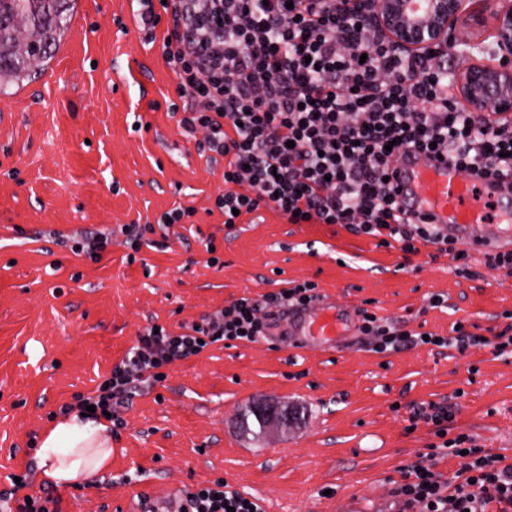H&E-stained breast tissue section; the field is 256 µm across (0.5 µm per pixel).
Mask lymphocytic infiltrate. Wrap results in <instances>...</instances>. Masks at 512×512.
<instances>
[{"instance_id": "1", "label": "lymphocytic infiltrate", "mask_w": 512, "mask_h": 512, "mask_svg": "<svg viewBox=\"0 0 512 512\" xmlns=\"http://www.w3.org/2000/svg\"><path fill=\"white\" fill-rule=\"evenodd\" d=\"M140 21L155 29L162 14L165 61L184 98L180 126L201 134L198 146L224 159V191L216 207L225 223L260 208L288 223L338 224L355 235L416 252L431 245L451 253L455 244L423 217H412L394 181L411 151L442 160L457 172L504 185L512 182V124L479 117L448 99V62L413 59L393 48L379 28L335 0H139ZM312 282L263 299L242 297L197 325L177 332L146 328L125 356L89 393L76 394L61 415L90 413L108 419L112 433L126 425L120 410L142 390L155 388L163 370L214 345L263 338L274 307L306 306L317 298ZM361 332L373 352L423 343L465 352L481 345L512 355V336L486 338L466 328L450 336H423L363 313ZM453 407L411 405L410 423L431 425L433 442L401 466L394 493L405 512H512V463L449 437ZM459 459L454 480L435 467ZM28 475L0 495V512H58L54 497L25 498ZM184 512H264L217 479L187 492Z\"/></svg>"}]
</instances>
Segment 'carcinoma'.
<instances>
[{"instance_id":"obj_1","label":"carcinoma","mask_w":512,"mask_h":512,"mask_svg":"<svg viewBox=\"0 0 512 512\" xmlns=\"http://www.w3.org/2000/svg\"><path fill=\"white\" fill-rule=\"evenodd\" d=\"M74 0H0V93L43 70L67 30Z\"/></svg>"}]
</instances>
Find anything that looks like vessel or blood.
Segmentation results:
<instances>
[{"instance_id":"obj_1","label":"vessel or blood","mask_w":512,"mask_h":512,"mask_svg":"<svg viewBox=\"0 0 512 512\" xmlns=\"http://www.w3.org/2000/svg\"><path fill=\"white\" fill-rule=\"evenodd\" d=\"M396 184L410 208L446 229L478 226L490 242L499 225L512 222V211L505 209L494 183L462 181L455 170L421 155L407 156ZM286 328L292 336L330 338L343 335L345 322L336 309L319 308L309 313L307 321L295 319Z\"/></svg>"}]
</instances>
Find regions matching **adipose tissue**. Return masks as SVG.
<instances>
[{"instance_id": "1", "label": "adipose tissue", "mask_w": 512, "mask_h": 512, "mask_svg": "<svg viewBox=\"0 0 512 512\" xmlns=\"http://www.w3.org/2000/svg\"><path fill=\"white\" fill-rule=\"evenodd\" d=\"M105 429L104 423L91 419L70 416L59 420L41 438L38 456L43 478L65 486L104 468L112 456Z\"/></svg>"}]
</instances>
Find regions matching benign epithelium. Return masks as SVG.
Masks as SVG:
<instances>
[{"label": "benign epithelium", "mask_w": 512, "mask_h": 512, "mask_svg": "<svg viewBox=\"0 0 512 512\" xmlns=\"http://www.w3.org/2000/svg\"><path fill=\"white\" fill-rule=\"evenodd\" d=\"M357 10L398 50L418 57L445 52L492 23L498 64L472 58L458 70L457 91L467 111L512 118V0H336V10ZM260 435L301 422L299 409L277 399L253 406Z\"/></svg>", "instance_id": "benign-epithelium-1"}]
</instances>
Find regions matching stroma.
Instances as JSON below:
<instances>
[{"label": "stroma", "mask_w": 512, "mask_h": 512, "mask_svg": "<svg viewBox=\"0 0 512 512\" xmlns=\"http://www.w3.org/2000/svg\"><path fill=\"white\" fill-rule=\"evenodd\" d=\"M138 0H76L46 69L0 95V492L38 462L31 438L74 394L94 388L152 323L170 329L286 283L316 284L347 310L351 336L331 347L265 339L212 347L169 367L156 389L122 410L112 457L88 480L51 487L59 512H142L143 498L216 480L265 512H399V468L432 428L406 431L411 404H454L449 436L512 462V355L431 345L370 351L362 311L449 335L455 322L490 337L512 326V275L490 270L484 247L458 241L468 273L435 247L410 255L337 224H289L261 211L228 226L215 208L224 163L183 135L185 101L164 60L163 29L140 24ZM192 217L160 247L113 242L95 263L59 246L119 224H153L176 207ZM218 265L207 263L206 243ZM444 304L428 305L433 295ZM260 397L292 403L301 427L255 445L237 424Z\"/></svg>", "instance_id": "1"}]
</instances>
